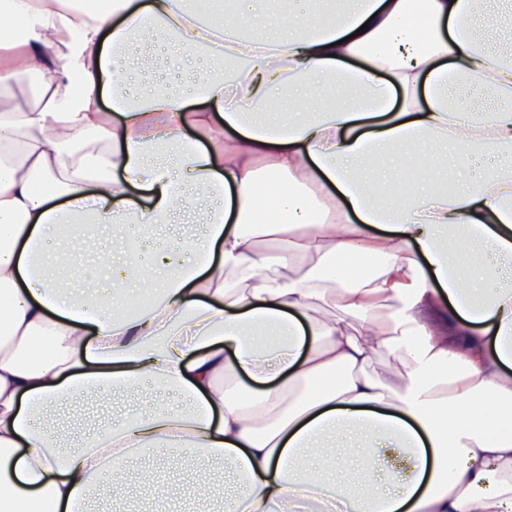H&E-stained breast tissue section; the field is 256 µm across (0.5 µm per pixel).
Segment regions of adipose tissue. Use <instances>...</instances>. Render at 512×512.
Segmentation results:
<instances>
[{
    "label": "adipose tissue",
    "mask_w": 512,
    "mask_h": 512,
    "mask_svg": "<svg viewBox=\"0 0 512 512\" xmlns=\"http://www.w3.org/2000/svg\"><path fill=\"white\" fill-rule=\"evenodd\" d=\"M481 2L286 8L262 36V0L214 15L191 0H0V98L32 88L0 109V512H92L103 473L163 446L230 466L227 512H512V170L447 172L512 155V54L480 43L496 22ZM149 34L233 73L191 98L164 82L133 98ZM341 77L367 97L337 98ZM285 101L316 115L256 122ZM197 188L224 203L136 312L40 268L58 226H163L193 213ZM269 238L285 251L260 279ZM114 248L128 260L113 293L150 284L134 241L97 249ZM382 351L405 366L401 393L367 372ZM240 375L245 399L221 383ZM147 379L187 411L65 450L39 421L61 398ZM367 431L400 467L354 454L330 475V450Z\"/></svg>",
    "instance_id": "1"
}]
</instances>
